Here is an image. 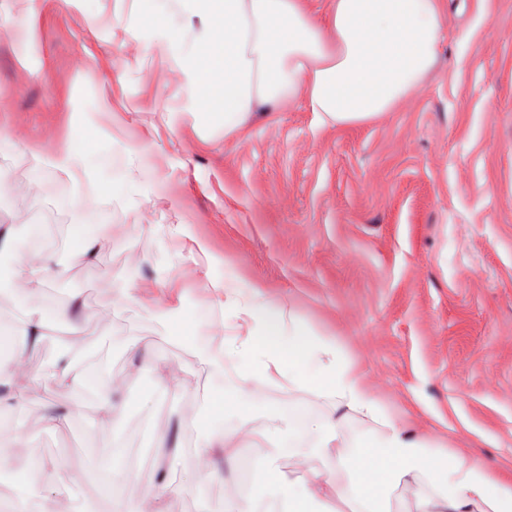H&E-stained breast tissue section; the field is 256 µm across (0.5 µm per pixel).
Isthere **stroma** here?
Instances as JSON below:
<instances>
[{
  "label": "stroma",
  "instance_id": "stroma-1",
  "mask_svg": "<svg viewBox=\"0 0 512 512\" xmlns=\"http://www.w3.org/2000/svg\"><path fill=\"white\" fill-rule=\"evenodd\" d=\"M440 8L437 63L395 111L336 127L301 102L262 105L227 131L191 113L189 78L163 52L167 31L147 23L145 0H0V225L14 231L4 255L27 254L37 231L42 249L69 256L31 292L18 273L0 280V326L53 317L77 294L84 305L77 326L28 357L29 401L0 411V429L25 439L0 458L1 508L17 493L13 474L30 478L37 459L59 467L36 488L34 512L67 501L109 512V465L165 496L168 512H216L225 487L268 465L322 480L363 450L371 427L350 417L332 460L296 467L267 438L270 419L291 407L322 419L323 401L243 389L229 360L223 373L197 372L154 315L181 307L196 344L218 350L227 328L249 329L228 291L256 280L336 340L411 437L512 475V0ZM70 148L85 182L51 164ZM70 224L96 237L92 261L73 260ZM119 282L135 303L116 304ZM68 347L91 377L78 395L50 376ZM145 355L170 379L157 399ZM116 375L125 412L105 427L98 391ZM221 397L247 408L213 416ZM57 405L71 408L70 425L46 430ZM188 405L197 422L186 427ZM215 431L231 434L236 456L223 481L196 480V446ZM174 437L182 452L160 466Z\"/></svg>",
  "mask_w": 512,
  "mask_h": 512
}]
</instances>
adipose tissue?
<instances>
[{
  "label": "adipose tissue",
  "mask_w": 512,
  "mask_h": 512,
  "mask_svg": "<svg viewBox=\"0 0 512 512\" xmlns=\"http://www.w3.org/2000/svg\"><path fill=\"white\" fill-rule=\"evenodd\" d=\"M182 15L209 17L194 44L172 47L191 81L199 121L233 129L266 103L304 101L324 121L346 126L368 122L410 97L432 69L445 19L438 0H331L319 21L302 0H175ZM253 282L237 314L247 336L225 339L219 351L199 350L203 368L220 371L225 359L241 365L243 387H286L324 401L312 456L329 457L343 414L372 422L367 449L348 456L319 492L267 468L258 481L225 496L218 512H255L262 492H276L288 512H335L336 500H354L362 512H390V491L424 478L432 489L416 512H512V477L481 462H452L448 453L407 435L388 407L343 357L336 342L319 337L262 297ZM45 321L31 314L12 334L13 353L0 360V382L14 384V402L27 397L16 386L14 364L42 341Z\"/></svg>",
  "instance_id": "ef3b65f1"
}]
</instances>
